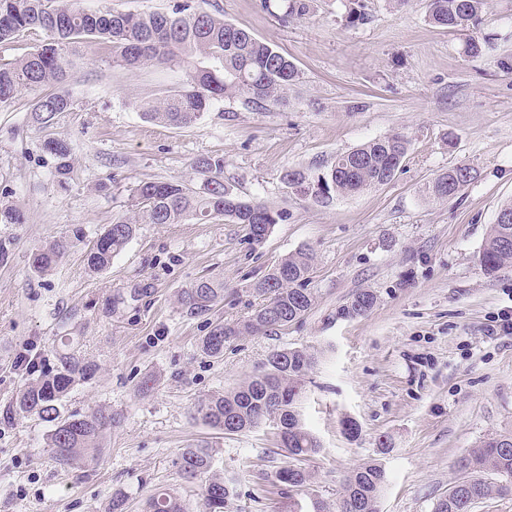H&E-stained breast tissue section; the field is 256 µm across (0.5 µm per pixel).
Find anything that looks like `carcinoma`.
I'll return each mask as SVG.
<instances>
[{"instance_id":"cac0c4a2","label":"carcinoma","mask_w":512,"mask_h":512,"mask_svg":"<svg viewBox=\"0 0 512 512\" xmlns=\"http://www.w3.org/2000/svg\"><path fill=\"white\" fill-rule=\"evenodd\" d=\"M284 17L303 19L311 12L312 0H284ZM485 0H430L429 20L448 29L474 28ZM41 33L44 40L26 57L0 65V103L11 100L22 88L62 83L71 64L73 45L85 40L112 44L113 61L136 67L161 63L173 57L204 55L220 63L218 69H197L187 84L160 102L136 101L134 108L144 118L172 127H188L230 93L247 96L258 105L275 98L296 80L298 71L288 56L253 36L185 0L170 12L122 13L110 10L87 12L78 0H0V43L26 34ZM492 48L491 38L472 36L464 53L479 56ZM74 102L60 90L44 95L34 104L32 118L43 126L57 115L70 112ZM46 147L58 159V174L69 171L68 146L49 140ZM409 141L401 134L371 140L340 154L329 172L312 177L291 169L283 181L302 196L328 199L332 194L353 195L387 184L406 157ZM203 176L200 187L181 183L141 181L133 191L137 210L134 218L118 217L106 225L87 255L88 267L102 271L136 236L140 224H179L185 220H224L243 226L248 240L261 244L282 214L269 206L245 201L224 186L220 174L224 159L204 157L195 165ZM472 179V168L451 167L429 187L438 201L454 198ZM69 248L56 240L33 252L36 273L53 270ZM480 265L488 273L512 264V223H494L479 252ZM314 261L309 248H300L281 259L253 284L262 302L244 319L216 323L202 339V351L213 358L224 355L225 344L240 336L272 335L302 319L312 309L314 295L305 282ZM224 300V282L205 277L178 295L186 314L200 316ZM377 303L371 289L355 292L341 315L356 319L367 315ZM58 363L42 370L4 407L7 420L19 414H36L52 424L46 438L51 461L72 468L100 452L106 435L120 419L99 407L87 414H65L62 401L73 386L89 379L95 366L73 346L61 342ZM324 351L303 347L272 350L260 369L231 391L215 392L195 405V414L209 427L234 435L271 423L270 411L278 410L288 420V437L280 442L293 463L277 470L273 481L303 488L313 474L301 462L318 454L321 446L300 418L304 376L319 362ZM462 477L439 498L433 512H473L492 496L512 495V434L491 435L466 450L457 461ZM184 479L201 480L203 512H228L233 487L224 476L212 472V449L188 447L178 459ZM387 482L379 462L355 468L346 478L336 512H378V502ZM145 512H186L182 501L169 492H158L146 501Z\"/></svg>"}]
</instances>
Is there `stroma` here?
I'll return each mask as SVG.
<instances>
[{
    "label": "stroma",
    "instance_id": "obj_1",
    "mask_svg": "<svg viewBox=\"0 0 512 512\" xmlns=\"http://www.w3.org/2000/svg\"><path fill=\"white\" fill-rule=\"evenodd\" d=\"M363 3L368 19L353 24V0H314L309 16L288 21L261 0H202L294 62L299 77L283 102L229 95L191 126L150 122L133 101L184 86L194 60L129 67L114 63L111 45L92 42L59 86L74 109L54 124L37 125L31 111L58 86L0 104V204L24 215L0 224L9 248L0 263V408L31 377L19 358L53 366L66 336L97 371L74 386L65 412L103 405L121 418L95 459L68 470L45 451L50 423L1 422L0 512H110L119 492L124 512H143L159 489L199 512L201 487L177 466L197 442L235 481L231 512H290L295 503L313 512L317 501L334 512L349 472L374 460L388 475L379 512H432L460 478L466 448L512 433V335L488 333L512 308V265L490 274L478 261L512 200V72L496 54L465 55L464 33L430 22L429 0ZM478 33L512 53V0H487ZM394 133L410 148L386 185L317 200L282 180L289 169L326 172L337 155ZM51 139L70 149L67 176L45 148ZM202 157L223 158L234 194L283 212L266 241L251 244L241 225L221 220L143 224L110 268L91 271L86 254L105 225L133 216L134 187L199 186L193 165ZM460 164L474 179L455 198L430 201L431 181ZM61 237L73 246L58 266L32 273V252ZM305 246L315 254L310 312L278 334L238 337L221 358L203 354L210 323L247 316L258 302L252 283ZM207 275L223 279L224 302L187 316L178 295ZM362 288L375 291L376 306L343 317ZM285 346L325 352L299 408L321 445L304 490L267 480L288 462L273 426L223 435L194 415L199 399ZM347 418L357 436L344 433Z\"/></svg>",
    "mask_w": 512,
    "mask_h": 512
}]
</instances>
